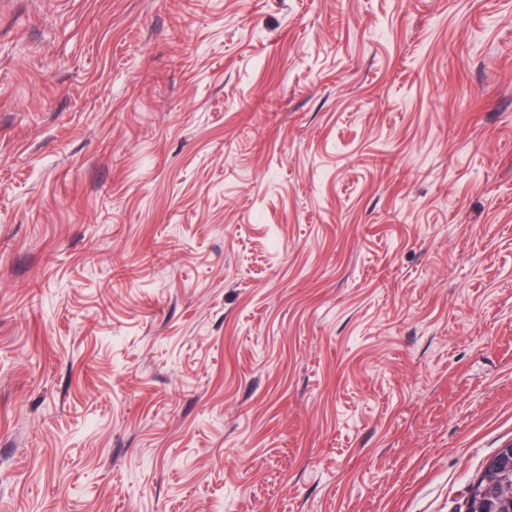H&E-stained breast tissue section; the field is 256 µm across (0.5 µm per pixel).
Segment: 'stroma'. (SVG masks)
Masks as SVG:
<instances>
[{
  "instance_id": "1",
  "label": "stroma",
  "mask_w": 512,
  "mask_h": 512,
  "mask_svg": "<svg viewBox=\"0 0 512 512\" xmlns=\"http://www.w3.org/2000/svg\"><path fill=\"white\" fill-rule=\"evenodd\" d=\"M512 444V0H0V512H466Z\"/></svg>"
}]
</instances>
